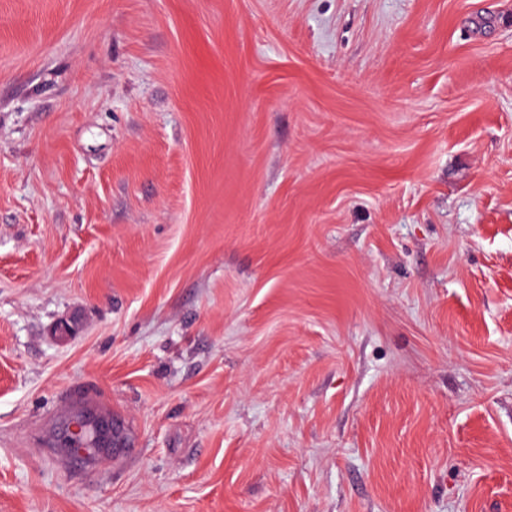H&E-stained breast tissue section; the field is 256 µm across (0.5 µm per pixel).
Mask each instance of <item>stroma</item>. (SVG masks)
I'll return each mask as SVG.
<instances>
[{
	"mask_svg": "<svg viewBox=\"0 0 512 512\" xmlns=\"http://www.w3.org/2000/svg\"><path fill=\"white\" fill-rule=\"evenodd\" d=\"M0 512H512V0H0ZM88 443L86 424L83 420L71 423L63 435V447L70 453L75 450L85 449L83 446Z\"/></svg>",
	"mask_w": 512,
	"mask_h": 512,
	"instance_id": "1",
	"label": "stroma"
}]
</instances>
